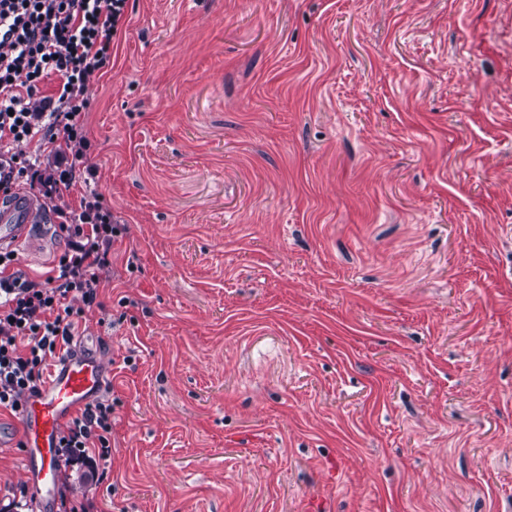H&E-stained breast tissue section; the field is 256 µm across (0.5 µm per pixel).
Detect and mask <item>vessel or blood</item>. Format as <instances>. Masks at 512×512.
Masks as SVG:
<instances>
[{"label": "vessel or blood", "instance_id": "b4317fda", "mask_svg": "<svg viewBox=\"0 0 512 512\" xmlns=\"http://www.w3.org/2000/svg\"><path fill=\"white\" fill-rule=\"evenodd\" d=\"M39 220V211L25 198L0 206V247L40 233ZM105 386V370L96 356L76 354L53 369L38 394L27 398L18 424L25 474L35 490L38 512L52 508L55 458L64 424Z\"/></svg>", "mask_w": 512, "mask_h": 512}]
</instances>
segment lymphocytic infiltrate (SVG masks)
<instances>
[{"instance_id":"1","label":"lymphocytic infiltrate","mask_w":512,"mask_h":512,"mask_svg":"<svg viewBox=\"0 0 512 512\" xmlns=\"http://www.w3.org/2000/svg\"><path fill=\"white\" fill-rule=\"evenodd\" d=\"M127 2L0 0V193L27 186L51 199L75 185L77 171L95 178L87 157L86 87L110 63ZM51 76L57 90L42 95ZM45 153L55 157L46 176L40 172ZM56 215L67 248L53 275L31 280L16 251H0V410L15 414L37 393L48 368L73 354L79 324L109 280L110 248L126 231L94 190ZM116 405L113 399L89 403L65 424L58 468H110Z\"/></svg>"}]
</instances>
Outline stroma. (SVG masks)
<instances>
[{"label": "stroma", "instance_id": "1", "mask_svg": "<svg viewBox=\"0 0 512 512\" xmlns=\"http://www.w3.org/2000/svg\"><path fill=\"white\" fill-rule=\"evenodd\" d=\"M86 94L122 405L69 497L512 512V0H128Z\"/></svg>", "mask_w": 512, "mask_h": 512}]
</instances>
